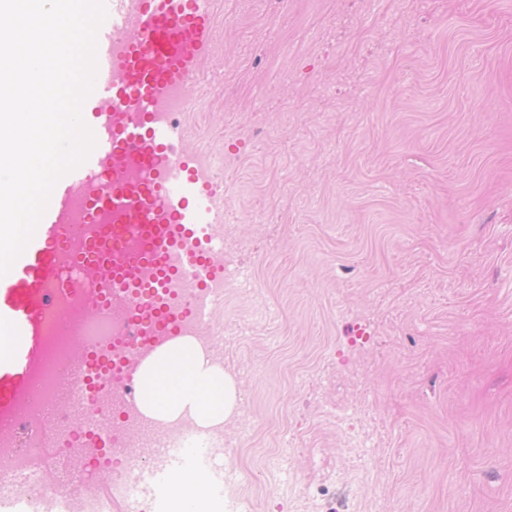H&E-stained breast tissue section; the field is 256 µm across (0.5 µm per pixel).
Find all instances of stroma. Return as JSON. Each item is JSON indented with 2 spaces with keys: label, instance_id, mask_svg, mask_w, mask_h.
<instances>
[{
  "label": "stroma",
  "instance_id": "obj_1",
  "mask_svg": "<svg viewBox=\"0 0 512 512\" xmlns=\"http://www.w3.org/2000/svg\"><path fill=\"white\" fill-rule=\"evenodd\" d=\"M211 9L177 134L238 209L227 277L261 286L212 318L241 397L224 512H512V0ZM338 412L361 469L324 483Z\"/></svg>",
  "mask_w": 512,
  "mask_h": 512
}]
</instances>
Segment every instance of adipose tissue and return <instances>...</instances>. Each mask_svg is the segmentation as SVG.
Wrapping results in <instances>:
<instances>
[{"mask_svg": "<svg viewBox=\"0 0 512 512\" xmlns=\"http://www.w3.org/2000/svg\"><path fill=\"white\" fill-rule=\"evenodd\" d=\"M141 372L148 389L139 405L150 417L186 413L207 425L225 420L235 406L232 380L206 366L189 342L158 348Z\"/></svg>", "mask_w": 512, "mask_h": 512, "instance_id": "ef3b65f1", "label": "adipose tissue"}]
</instances>
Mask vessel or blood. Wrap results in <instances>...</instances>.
<instances>
[{
  "mask_svg": "<svg viewBox=\"0 0 512 512\" xmlns=\"http://www.w3.org/2000/svg\"><path fill=\"white\" fill-rule=\"evenodd\" d=\"M106 17L96 34V111L83 113L95 145L87 158L54 185L34 234L12 268L0 276V419L8 418L28 388L42 352L41 318L47 288L60 261L55 245L73 218L74 192L89 200L84 220L92 246L108 256L99 268V293L126 274L122 230L139 225L160 256L153 262L149 288L168 287L181 278L199 285L223 276L213 261L218 238L213 197L201 188L191 159L174 147L176 131L163 116L164 95L174 81L188 79L210 45L212 17L187 10L185 0H104ZM124 32L115 41L116 32ZM122 104L119 112L110 103ZM150 170L149 182H112V163ZM191 246L188 264L166 265L164 254Z\"/></svg>",
  "mask_w": 512,
  "mask_h": 512,
  "instance_id": "vessel-or-blood-1",
  "label": "vessel or blood"
}]
</instances>
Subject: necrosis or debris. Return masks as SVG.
I'll list each match as a JSON object with an SVG mask.
<instances>
[{
  "label": "necrosis or debris",
  "instance_id": "1",
  "mask_svg": "<svg viewBox=\"0 0 512 512\" xmlns=\"http://www.w3.org/2000/svg\"><path fill=\"white\" fill-rule=\"evenodd\" d=\"M80 225L61 252L69 291L55 292L43 312V348L29 390L0 422V483L21 512H143L136 475L153 461L157 441L188 434L223 442L224 427L182 415L155 421L130 394L124 365L142 356L151 335L131 347L128 332L144 316L140 284L114 283L110 298L88 308L97 283Z\"/></svg>",
  "mask_w": 512,
  "mask_h": 512
}]
</instances>
